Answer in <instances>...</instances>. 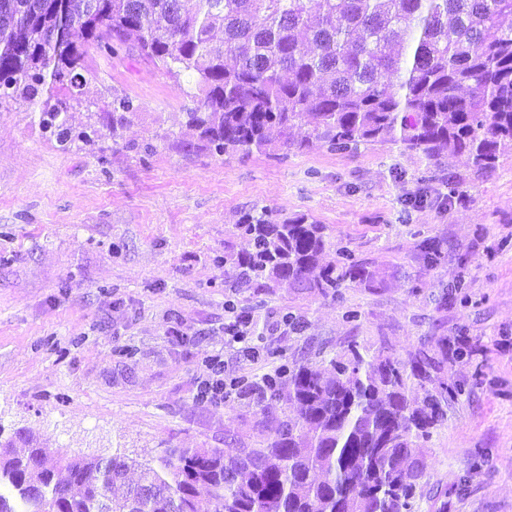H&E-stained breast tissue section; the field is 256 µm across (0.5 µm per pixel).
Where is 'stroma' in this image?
Masks as SVG:
<instances>
[{
  "instance_id": "stroma-1",
  "label": "stroma",
  "mask_w": 512,
  "mask_h": 512,
  "mask_svg": "<svg viewBox=\"0 0 512 512\" xmlns=\"http://www.w3.org/2000/svg\"><path fill=\"white\" fill-rule=\"evenodd\" d=\"M196 93L132 53L98 62L69 122L99 132L65 150L33 107L0 105V432L153 467L169 448H253L265 430L251 409L199 399L207 356L252 379L353 340L405 359L432 338H465L470 349L448 356L464 392L428 444L424 490L447 486L448 512H512V155L479 176L466 158L430 164L387 143L187 153L177 143ZM118 96L134 109L116 148L101 118ZM262 207L327 225L331 259L349 251L385 286L338 300L225 287L236 222ZM429 238L442 243L433 268L420 253ZM228 300L252 344L225 335ZM287 314L300 330L280 333Z\"/></svg>"
}]
</instances>
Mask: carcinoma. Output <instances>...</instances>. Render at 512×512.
Instances as JSON below:
<instances>
[{"label":"carcinoma","instance_id":"1","mask_svg":"<svg viewBox=\"0 0 512 512\" xmlns=\"http://www.w3.org/2000/svg\"><path fill=\"white\" fill-rule=\"evenodd\" d=\"M0 0V100L37 107L70 136L67 113L84 73L122 50L172 76H196L187 151L218 155L310 146L302 125L335 150L391 143L429 161L464 156L494 169L512 153V0ZM64 27V46L45 39ZM224 32L215 42L213 33ZM398 75L395 85L383 78ZM112 113L118 144L127 97ZM243 246L224 254L238 287L336 295L374 287L376 273L346 255L325 261L328 227L266 210L237 222ZM428 267L440 242L420 245ZM448 337L401 359L356 341L322 366L298 365L266 384L255 405L259 448H169L137 481L120 455L83 466L21 431L0 439V512H416L425 448L462 388L448 385Z\"/></svg>","mask_w":512,"mask_h":512}]
</instances>
